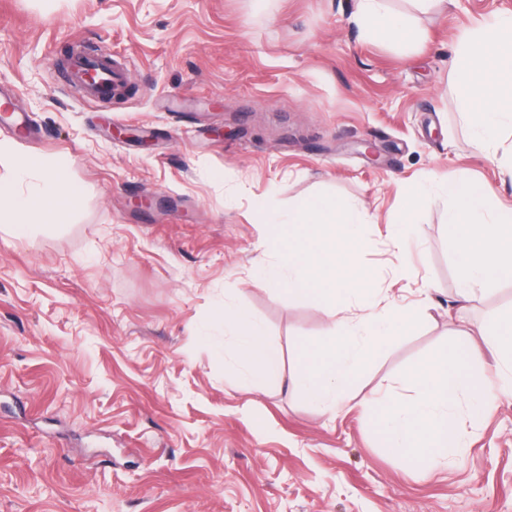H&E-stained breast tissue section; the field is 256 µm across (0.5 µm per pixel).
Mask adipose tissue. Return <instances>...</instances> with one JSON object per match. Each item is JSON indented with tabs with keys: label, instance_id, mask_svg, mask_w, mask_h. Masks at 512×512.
<instances>
[{
	"label": "adipose tissue",
	"instance_id": "1",
	"mask_svg": "<svg viewBox=\"0 0 512 512\" xmlns=\"http://www.w3.org/2000/svg\"><path fill=\"white\" fill-rule=\"evenodd\" d=\"M355 18L369 35L406 49L422 37L413 20L391 11L387 0H355ZM455 81L465 121L475 139L486 146L512 136V14L465 33L454 59ZM37 194L25 196L13 181L0 179V201L11 204V221L30 215L54 220L75 208L80 188L63 172L43 168ZM447 224L457 255L458 298L467 302L512 281V205L501 202L493 185L458 178L445 188ZM224 330L237 340L236 363L255 388L285 382L282 350L269 342L250 315L225 305L218 311Z\"/></svg>",
	"mask_w": 512,
	"mask_h": 512
}]
</instances>
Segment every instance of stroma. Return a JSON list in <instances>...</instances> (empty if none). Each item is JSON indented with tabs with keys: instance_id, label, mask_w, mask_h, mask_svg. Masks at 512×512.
Segmentation results:
<instances>
[{
	"instance_id": "35a3bbf8",
	"label": "stroma",
	"mask_w": 512,
	"mask_h": 512,
	"mask_svg": "<svg viewBox=\"0 0 512 512\" xmlns=\"http://www.w3.org/2000/svg\"><path fill=\"white\" fill-rule=\"evenodd\" d=\"M353 0H0V81L29 135L0 124L30 170L62 167L79 204L27 233L0 230V512H512V400L485 413L466 452L424 473L375 435L365 396L406 393L407 371L512 309V282L461 305L442 189L465 175L512 199V137L477 146L450 59L458 36L512 0L421 12L400 51L361 33ZM131 65L129 98L94 105L64 80L74 51ZM433 198L393 256L406 195ZM327 194L360 203V262L403 306L431 305L392 337L324 414L292 389H252L224 360L231 303L293 366L325 338L310 300L259 284L273 262L260 213Z\"/></svg>"
}]
</instances>
